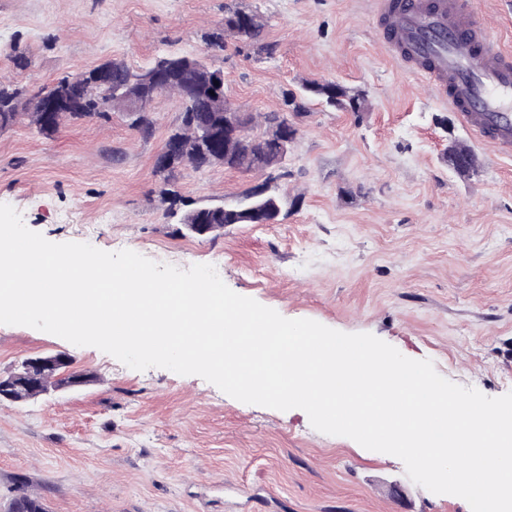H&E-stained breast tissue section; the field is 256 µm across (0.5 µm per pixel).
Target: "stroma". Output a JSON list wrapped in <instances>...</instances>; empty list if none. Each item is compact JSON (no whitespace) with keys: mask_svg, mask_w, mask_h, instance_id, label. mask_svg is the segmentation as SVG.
<instances>
[{"mask_svg":"<svg viewBox=\"0 0 512 512\" xmlns=\"http://www.w3.org/2000/svg\"><path fill=\"white\" fill-rule=\"evenodd\" d=\"M372 0H0V82L53 83L120 60L205 57L243 112H285L287 94L333 81L357 112L310 102L278 191L276 224L188 233L170 215L156 161L179 126L173 97L143 139L125 113L28 117L0 131V204L54 243L218 258L222 279L289 319L370 333L486 396L512 392V155L477 141L457 113L379 44ZM259 14L278 46L259 56L224 30ZM222 34L212 43V34ZM25 55L27 65L14 61ZM478 157L467 170L450 146ZM263 175L177 170L182 203L220 204ZM64 354L86 385L0 406V512L20 489L48 512H471L415 484L395 456L312 428L298 408L242 403L195 375L136 371L92 346L0 325V373Z\"/></svg>","mask_w":512,"mask_h":512,"instance_id":"35a3bbf8","label":"stroma"}]
</instances>
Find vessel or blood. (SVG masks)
<instances>
[{
  "label": "vessel or blood",
  "instance_id": "vessel-or-blood-1",
  "mask_svg": "<svg viewBox=\"0 0 512 512\" xmlns=\"http://www.w3.org/2000/svg\"><path fill=\"white\" fill-rule=\"evenodd\" d=\"M373 17L397 63L421 75L480 141L512 149V54L476 0H375Z\"/></svg>",
  "mask_w": 512,
  "mask_h": 512
}]
</instances>
